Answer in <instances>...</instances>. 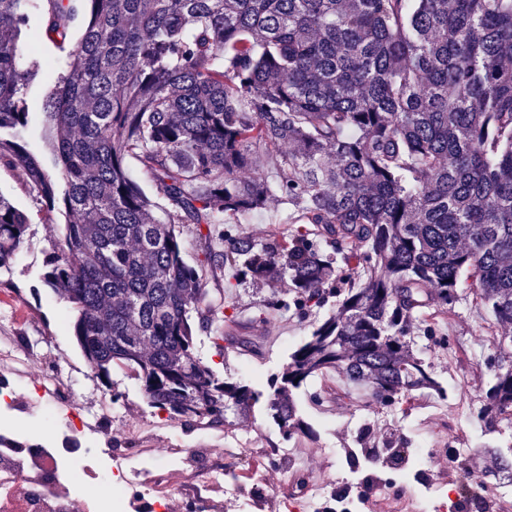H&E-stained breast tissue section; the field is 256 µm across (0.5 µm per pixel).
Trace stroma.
Instances as JSON below:
<instances>
[{"label": "stroma", "instance_id": "obj_1", "mask_svg": "<svg viewBox=\"0 0 512 512\" xmlns=\"http://www.w3.org/2000/svg\"><path fill=\"white\" fill-rule=\"evenodd\" d=\"M71 4V13L55 29L48 27L46 11L32 15L23 40L34 42L45 56L69 55L89 20L90 8L88 0H71ZM0 195L31 219L9 269L0 272V365L11 389L24 396L26 409L18 411L15 402L4 399L0 420H24L34 436H71L100 448L124 447L135 423L143 427L141 444L146 448L231 447L222 431L169 419L165 411L148 405L139 380L130 373L113 370L108 387L96 378L73 334L71 306L43 283L45 261L63 239V216L49 218L39 212L21 168L0 165ZM288 215L287 205L273 200L263 210L238 217L230 231L262 241L272 231L288 229ZM231 276L224 268L207 284L210 297L224 299V342L215 345L209 331L200 329L194 336V352L219 378L246 381L260 394L251 417L237 422L236 437L247 444L286 447L293 453L297 469L273 471L275 493L263 499L264 512H276L277 492L290 482L304 484L312 472L327 476L333 493L363 486L376 489L386 480L409 484L422 493L435 489L437 464L449 442L459 449L457 463L466 473L464 481L446 487L432 510L448 512L451 500L466 502L467 492L489 479L486 461L497 454L512 460V427L488 434L473 417L489 375L488 361L499 354L496 339L504 333L479 305L473 281L463 283L464 300L455 314L436 325L433 335H415L413 351L431 364L444 394L420 390L409 400L383 407L332 371L293 390L292 398L316 437L287 441L267 414V379L282 371L294 346L333 306L267 309V302L280 292L278 282L268 280L239 281L229 296H222ZM47 378L63 380L71 400H54L35 391V384ZM361 424L374 430L376 440L395 435L419 452L421 463L409 480H402L394 463L385 461L372 468L364 457L353 455L354 432Z\"/></svg>", "mask_w": 512, "mask_h": 512}]
</instances>
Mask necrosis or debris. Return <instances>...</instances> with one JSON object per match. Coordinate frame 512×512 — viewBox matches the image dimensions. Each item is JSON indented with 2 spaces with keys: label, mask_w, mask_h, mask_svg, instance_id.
Segmentation results:
<instances>
[{
  "label": "necrosis or debris",
  "mask_w": 512,
  "mask_h": 512,
  "mask_svg": "<svg viewBox=\"0 0 512 512\" xmlns=\"http://www.w3.org/2000/svg\"><path fill=\"white\" fill-rule=\"evenodd\" d=\"M240 448H85L73 439H28L22 426L0 423V512H224L240 481L271 491L269 472L243 469ZM91 478L81 485L79 476Z\"/></svg>",
  "instance_id": "necrosis-or-debris-1"
}]
</instances>
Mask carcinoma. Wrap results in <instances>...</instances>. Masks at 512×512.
<instances>
[{
	"label": "carcinoma",
	"instance_id": "cac0c4a2",
	"mask_svg": "<svg viewBox=\"0 0 512 512\" xmlns=\"http://www.w3.org/2000/svg\"><path fill=\"white\" fill-rule=\"evenodd\" d=\"M72 55L20 43L37 0H0V162L65 213L44 284L70 303L97 377L133 373L143 399L184 421L235 426L258 394L194 356V323L224 339L179 224L205 226L210 268L280 278V306L336 311L268 380L284 439L313 435L291 391L329 371L391 405L437 386L410 348L421 315L455 312L463 274L512 324V0H89ZM50 83L41 105L26 97ZM54 131V173L24 145L30 114ZM137 159L170 206L126 168ZM275 159V174L254 166ZM277 197L288 233L265 242L219 225ZM30 224L0 195V269ZM323 238L334 254L320 253ZM350 267L336 277L334 256ZM474 417L512 424V359L499 358ZM127 166L131 175L139 183L145 194L149 196L154 202H156L157 207L152 209L153 215L158 219H165V211L169 209V206L167 201L160 194H158L152 179L143 173L141 166L136 159L128 158Z\"/></svg>",
	"mask_w": 512,
	"mask_h": 512
}]
</instances>
